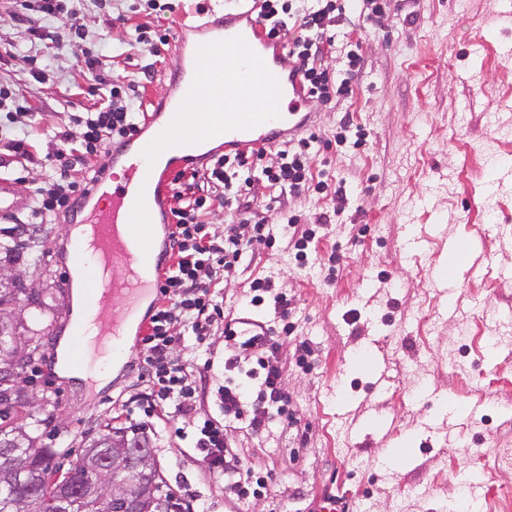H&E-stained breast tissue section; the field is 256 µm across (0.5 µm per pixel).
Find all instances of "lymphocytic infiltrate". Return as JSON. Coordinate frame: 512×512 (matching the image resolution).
Returning a JSON list of instances; mask_svg holds the SVG:
<instances>
[{
    "label": "lymphocytic infiltrate",
    "instance_id": "obj_1",
    "mask_svg": "<svg viewBox=\"0 0 512 512\" xmlns=\"http://www.w3.org/2000/svg\"><path fill=\"white\" fill-rule=\"evenodd\" d=\"M256 6L269 35L284 41L289 63L300 73L310 101L322 104L348 97L360 70L356 53L349 55L343 73L336 76L320 63L324 52L334 48L350 15H362L377 26L387 18L383 0H256ZM110 95L106 107L80 120L78 132H57L61 147L53 156L55 173L35 190L31 223L44 224L57 218L89 192V178L79 184L69 182L68 174L75 164L84 165L90 174L104 172L109 165L106 145L121 144L138 133L134 85H114ZM321 141L317 130H306L301 137L284 143L274 166L264 165L266 152L262 149L245 155L224 153L204 168L192 171L189 181L172 195V266L161 287V302L155 306L142 340L141 356L134 365L147 383L148 392L129 395L128 401L145 403L150 413L195 418V451L210 473L223 479L225 495L240 501L260 494L267 486V477L260 468L246 464L232 448L227 438L228 424L243 420L251 431L260 432L268 426L270 410H277L289 422L294 414L288 409L281 369L270 363L279 347L275 330L262 327L247 331L238 321L225 320L218 289L242 256L256 246L276 242L275 225L252 220L243 206L255 182L262 180L270 187L298 193L327 189V180H314L311 174V160ZM200 182L220 189L219 198L194 195ZM217 203L232 216L220 237L211 234L204 220ZM218 329L230 343L234 359L256 364L260 384L255 389L246 382L222 386L223 419L199 420L195 417L197 405L206 397L209 386L197 364L177 355L176 349L189 341L198 348L205 346ZM251 390L256 399L248 408L244 396Z\"/></svg>",
    "mask_w": 512,
    "mask_h": 512
}]
</instances>
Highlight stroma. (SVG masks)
Wrapping results in <instances>:
<instances>
[{
	"instance_id": "1",
	"label": "stroma",
	"mask_w": 512,
	"mask_h": 512,
	"mask_svg": "<svg viewBox=\"0 0 512 512\" xmlns=\"http://www.w3.org/2000/svg\"><path fill=\"white\" fill-rule=\"evenodd\" d=\"M216 0H181L174 12L147 14L145 0H86L79 17L68 10L17 20L0 7V45L11 58L0 81L20 104L35 162L0 146V177L23 193L34 192L56 149L48 129H68L76 112H94L110 100V86L86 72L82 48L99 55L111 84L137 82L142 101L165 96L169 52L155 55L136 40L147 25L175 34L180 21L203 22ZM384 25L351 17L323 64L345 67L358 50L362 62L344 100L311 104L314 125L332 137L342 119L365 134L361 145L321 147L313 174L343 184L336 194L275 195L256 184L250 213L270 224L291 215L318 228L299 259L288 239L247 255L224 282L229 317L268 323L265 309H247L252 282L271 277L291 301L293 331L280 347L282 387L297 418L277 420L254 434L239 424L228 439L245 463L268 472L261 495L247 506L225 496L192 449L166 418L123 412L116 399L133 384L128 363L103 386L57 375L53 343L21 375L38 417L53 423L37 440L41 448L81 447L101 426L143 429L159 472L174 490H188L207 512H315L323 493L342 496L345 512H443L455 502L457 480L475 474L481 512H512V280L472 278L475 263L512 265V179L494 182V167L512 160V0H388ZM85 30L69 40L71 24ZM43 39H34L32 27ZM44 81L32 79V67ZM425 236L417 251L407 229ZM459 249L449 253V241ZM69 269L51 261L27 269L24 283L37 289L42 314L22 312L27 330L50 333L74 309ZM311 349L298 363L295 347ZM222 332L209 348L184 347V356L209 363L212 391L198 412L222 418ZM375 361L376 379L360 353ZM479 404L471 419L448 423V398Z\"/></svg>"
}]
</instances>
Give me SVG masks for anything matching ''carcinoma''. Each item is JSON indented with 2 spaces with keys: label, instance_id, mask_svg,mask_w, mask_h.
I'll return each instance as SVG.
<instances>
[{
  "label": "carcinoma",
  "instance_id": "cac0c4a2",
  "mask_svg": "<svg viewBox=\"0 0 512 512\" xmlns=\"http://www.w3.org/2000/svg\"><path fill=\"white\" fill-rule=\"evenodd\" d=\"M10 243L3 246L4 256L0 259L8 264L19 261L37 268L46 262L47 234H33L29 228L12 226L8 228ZM41 306L39 295L30 288L23 287L20 280L0 282V311L16 306ZM28 346V351L15 363L8 376L0 375V466L5 464L3 457H22L27 460V468L8 478H0V512H98L97 499L87 493L78 494L76 489H87L95 480L89 458V451L97 448L112 457V431L128 433L133 445L148 442L145 433L135 427H112L108 423L95 435L88 438L84 447L74 454L60 457L53 448L36 446L38 433L50 425L46 419H37L27 414L19 423L23 433H14L10 427L11 415L18 409L27 408V395L16 384L19 370L27 366L38 353L42 337L26 336L16 332V327L0 328V355L15 351L14 341ZM41 488V495L34 501H22L31 486ZM176 493L164 484L155 487L152 512H171L175 506Z\"/></svg>",
  "mask_w": 512,
  "mask_h": 512
}]
</instances>
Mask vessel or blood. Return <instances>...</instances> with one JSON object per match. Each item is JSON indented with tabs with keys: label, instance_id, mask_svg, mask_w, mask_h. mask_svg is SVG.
Wrapping results in <instances>:
<instances>
[{
	"label": "vessel or blood",
	"instance_id": "vessel-or-blood-1",
	"mask_svg": "<svg viewBox=\"0 0 512 512\" xmlns=\"http://www.w3.org/2000/svg\"><path fill=\"white\" fill-rule=\"evenodd\" d=\"M205 27V37L178 40V64L169 81L184 96L205 102L207 112L189 124L179 99H165L166 118L151 138L113 151L122 182L99 176L89 196L73 205L75 231L62 236L79 242L74 263L92 262L86 287L98 300L97 340L112 342L117 357L124 352L122 336L139 320L141 304L160 294L167 264L156 236L170 204L164 173L177 162L173 150L214 143L228 151L272 149L314 121L299 74L285 66L283 45L268 39L260 17L220 10L211 13ZM31 203L30 194L0 179V216L18 215Z\"/></svg>",
	"mask_w": 512,
	"mask_h": 512
}]
</instances>
